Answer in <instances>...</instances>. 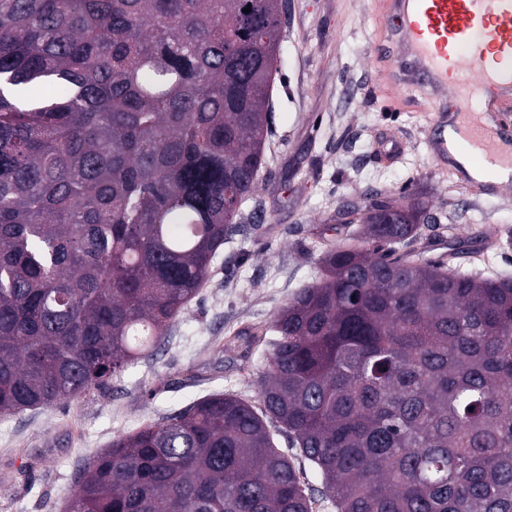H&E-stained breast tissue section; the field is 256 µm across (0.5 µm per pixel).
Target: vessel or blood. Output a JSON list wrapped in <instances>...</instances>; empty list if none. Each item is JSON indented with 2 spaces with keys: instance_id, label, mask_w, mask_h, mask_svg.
<instances>
[{
  "instance_id": "b4317fda",
  "label": "vessel or blood",
  "mask_w": 512,
  "mask_h": 512,
  "mask_svg": "<svg viewBox=\"0 0 512 512\" xmlns=\"http://www.w3.org/2000/svg\"><path fill=\"white\" fill-rule=\"evenodd\" d=\"M377 84L426 113V156L480 193L512 174V0H375ZM419 87L424 97L408 96ZM455 95L454 110L438 105Z\"/></svg>"
}]
</instances>
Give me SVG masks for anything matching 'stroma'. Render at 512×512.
I'll return each mask as SVG.
<instances>
[{
	"label": "stroma",
	"mask_w": 512,
	"mask_h": 512,
	"mask_svg": "<svg viewBox=\"0 0 512 512\" xmlns=\"http://www.w3.org/2000/svg\"><path fill=\"white\" fill-rule=\"evenodd\" d=\"M372 0H285L286 19L270 97L271 131L259 187L244 210L263 233L225 243L208 280L174 322L161 348L107 386L60 404L0 418V512H66L75 475L115 435L178 412L214 392L260 400L236 356L218 355L216 339L272 318L319 275L310 232L343 239L338 211L364 191L418 197L439 224L431 258L452 238L489 225L512 230V186L475 196L428 162L427 122L397 108L371 72ZM395 136L396 161L377 156Z\"/></svg>",
	"instance_id": "35a3bbf8"
}]
</instances>
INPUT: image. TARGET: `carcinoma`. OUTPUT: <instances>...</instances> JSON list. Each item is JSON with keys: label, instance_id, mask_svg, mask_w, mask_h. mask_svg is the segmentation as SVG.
<instances>
[{"label": "carcinoma", "instance_id": "cac0c4a2", "mask_svg": "<svg viewBox=\"0 0 512 512\" xmlns=\"http://www.w3.org/2000/svg\"><path fill=\"white\" fill-rule=\"evenodd\" d=\"M283 8L0 0V418L157 349L245 232ZM354 214L365 236L247 340L261 403L216 392L118 436L67 512H512V277L414 248L415 197Z\"/></svg>", "mask_w": 512, "mask_h": 512}]
</instances>
